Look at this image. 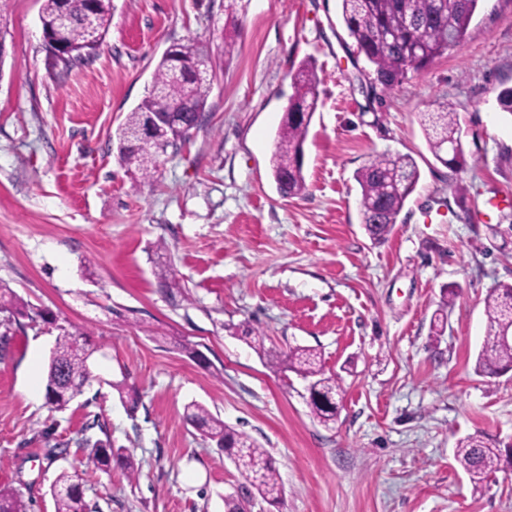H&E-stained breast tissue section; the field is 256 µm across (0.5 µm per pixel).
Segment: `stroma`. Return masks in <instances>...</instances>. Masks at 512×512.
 <instances>
[{"label": "stroma", "mask_w": 512, "mask_h": 512, "mask_svg": "<svg viewBox=\"0 0 512 512\" xmlns=\"http://www.w3.org/2000/svg\"><path fill=\"white\" fill-rule=\"evenodd\" d=\"M42 3L0 13V282L56 322L0 313V486L27 512H55L65 469L92 512H224L248 482L186 422L196 401L271 455L282 501L254 499L252 512H512V473L477 490L454 459L469 435L512 447V372L474 371L487 292L512 283V116L496 103L512 86V0H482L462 43L367 93L374 74L338 0H243L229 57L224 0H112L97 57L62 80ZM189 41L213 68L206 116L134 180L115 132L166 50ZM305 60L320 80L307 190L285 197L269 159ZM444 101L462 129L454 172L420 125ZM382 152L411 155L421 177L375 243L353 174ZM161 266L181 291L159 287ZM445 284L461 292L437 338ZM68 323L97 346V378L57 412L29 389L44 388L55 327ZM244 325L266 347L319 352L339 378L335 423L313 420L304 382L251 349ZM120 380L137 407L112 389ZM105 437L132 450L135 477L94 469L86 444Z\"/></svg>", "instance_id": "stroma-1"}]
</instances>
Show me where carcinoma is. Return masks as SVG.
<instances>
[{"instance_id":"carcinoma-1","label":"carcinoma","mask_w":512,"mask_h":512,"mask_svg":"<svg viewBox=\"0 0 512 512\" xmlns=\"http://www.w3.org/2000/svg\"><path fill=\"white\" fill-rule=\"evenodd\" d=\"M237 0L224 6V54L234 50L238 19L233 15ZM482 0H341V14L348 36L357 53L373 68L371 85L392 89L408 79V74L424 69L434 58L445 54L462 42ZM68 14L65 40L74 50L67 59L48 57L49 67L58 77L88 62L97 53L108 32L112 0H43L42 27L54 28L61 12ZM179 61L163 56L152 77V89L140 104L126 116L116 133L118 142L126 139V131L139 129L147 116L156 112H172L168 134L178 140L194 127L204 115L212 90V78L201 65L209 60L208 53L195 43L183 44L178 50ZM319 78L313 63L303 62L293 75L294 94L288 102L270 158L272 176L281 194L299 196L306 190L303 172L305 142L309 126L318 107ZM179 111H172L173 107ZM421 125L436 160L451 171L464 163L462 130L457 113L442 103L435 112L423 114ZM120 160L129 169L148 176L157 166L158 155L135 143L119 147ZM420 174L415 160L408 154L382 153L372 158L354 174L360 187V216L370 238L386 239L408 197L415 190ZM458 294V288L447 285L441 290L439 309L433 320L434 333L444 335V312ZM0 312L17 321L37 316L47 320V314L36 311L13 290L0 286ZM487 331L475 372L496 376L512 368V345L499 341L498 336L512 331V284H499L490 289L485 301ZM47 370L46 399L52 409L63 411L81 393L89 376V360L96 352L76 326L59 327ZM263 349L268 362L309 381V406L322 424L336 421L338 378L325 373L318 353L310 348L293 347L286 352L264 348V334L245 329V337ZM185 417L196 424L201 433L217 446L236 455L234 463L248 479L262 501L270 506L280 504L282 486L271 456L255 440L224 424L206 407L191 403ZM123 459L129 475L137 471L133 454L123 448H113L111 441H97L90 448V461L95 468L107 470L113 457ZM456 461L470 475L475 488H480L488 475L512 471V453L502 452L478 436L457 441ZM55 512H89L83 483L63 470L52 484ZM0 512H25L23 502L13 488L0 487Z\"/></svg>"}]
</instances>
